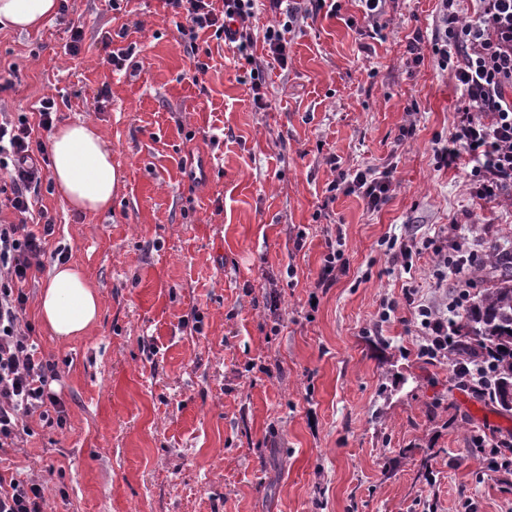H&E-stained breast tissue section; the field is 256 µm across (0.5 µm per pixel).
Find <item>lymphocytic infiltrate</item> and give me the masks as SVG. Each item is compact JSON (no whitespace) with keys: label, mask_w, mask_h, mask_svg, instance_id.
Wrapping results in <instances>:
<instances>
[{"label":"lymphocytic infiltrate","mask_w":512,"mask_h":512,"mask_svg":"<svg viewBox=\"0 0 512 512\" xmlns=\"http://www.w3.org/2000/svg\"><path fill=\"white\" fill-rule=\"evenodd\" d=\"M178 30L189 39L212 30L215 39L233 49L252 66L254 88L264 83V70L253 55L263 44L280 68L288 66L286 35L296 21L289 0H163ZM431 50L441 69L452 71L462 91L454 128L436 149L440 166L467 161L469 191L482 198L512 201V0H477L471 19L459 14V0H438ZM274 12L275 24L255 31L251 25L259 4ZM54 98L39 101V128L51 131L57 119ZM35 127V128H38ZM28 118L0 113V210L13 215L0 220V448H11L29 434V417L43 422L64 421L60 396L51 384L58 375L54 362L40 356L32 336L35 328L22 321L29 296L25 284L33 267L39 266L46 244L55 232L47 209L38 205L41 187L48 181L46 144L35 137ZM392 186L390 171L372 168L354 175L339 172L329 192L362 195L368 207L378 208ZM459 225L444 233L449 247H436L433 276L445 281L457 276V286L445 307L418 304L413 308L422 341L419 352L429 361L447 359L453 351L455 329L452 314L471 301L473 281L466 273L478 258L475 249L456 240ZM45 489L33 479L0 475V512H45Z\"/></svg>","instance_id":"lymphocytic-infiltrate-1"}]
</instances>
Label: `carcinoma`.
Segmentation results:
<instances>
[{
  "label": "carcinoma",
  "instance_id": "obj_1",
  "mask_svg": "<svg viewBox=\"0 0 512 512\" xmlns=\"http://www.w3.org/2000/svg\"><path fill=\"white\" fill-rule=\"evenodd\" d=\"M473 272L493 284L482 290L463 311L456 326L454 358L476 355L491 363L496 383L486 397L512 411V257L491 247Z\"/></svg>",
  "mask_w": 512,
  "mask_h": 512
}]
</instances>
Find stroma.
Returning a JSON list of instances; mask_svg holds the SVG:
<instances>
[{
    "instance_id": "stroma-1",
    "label": "stroma",
    "mask_w": 512,
    "mask_h": 512,
    "mask_svg": "<svg viewBox=\"0 0 512 512\" xmlns=\"http://www.w3.org/2000/svg\"><path fill=\"white\" fill-rule=\"evenodd\" d=\"M340 3L298 22L287 69L268 62L258 92L206 31L209 69L194 82L161 0H74L76 55L58 14L0 30V71L17 74L0 113L54 97L61 122L96 124L121 174L105 213L40 195L56 232L23 318L57 365L66 423L30 418L32 436L0 450V473L42 483L47 512H512V483L472 450L475 434L511 435L512 412L419 355L402 290L442 301L435 256L423 249L407 272L384 247L455 222L478 252H512V204L471 195L437 162L459 92L429 48L416 63L406 48L437 0H388L382 41L350 24L354 0ZM122 27L138 64L115 72L101 39ZM367 167L392 171L382 205L329 198L336 169ZM334 239L347 271L319 291ZM60 248L102 295L97 325L67 341L37 313ZM387 303L399 309L384 322Z\"/></svg>"
}]
</instances>
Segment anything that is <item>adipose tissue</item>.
<instances>
[{"mask_svg": "<svg viewBox=\"0 0 512 512\" xmlns=\"http://www.w3.org/2000/svg\"><path fill=\"white\" fill-rule=\"evenodd\" d=\"M57 0H0V27L36 31L53 16ZM51 180L56 194L79 213H104L120 186L112 149L99 129L87 121L61 124L50 138ZM101 295L80 268L54 264L39 298V314L47 331L59 339L86 333L97 323Z\"/></svg>", "mask_w": 512, "mask_h": 512, "instance_id": "ef3b65f1", "label": "adipose tissue"}]
</instances>
